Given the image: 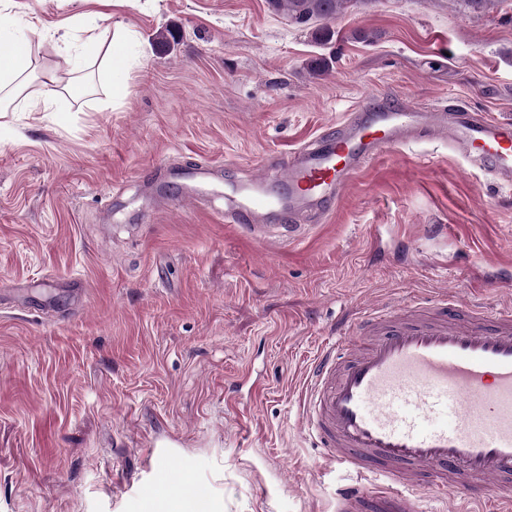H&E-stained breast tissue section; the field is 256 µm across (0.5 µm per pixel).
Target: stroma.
<instances>
[{"mask_svg":"<svg viewBox=\"0 0 512 512\" xmlns=\"http://www.w3.org/2000/svg\"><path fill=\"white\" fill-rule=\"evenodd\" d=\"M13 2L46 69L103 31L132 68L121 101L0 118V512H162L165 473L222 512H336L309 363L380 301L512 302V186L418 141L296 232L218 213L364 103L512 117V0H348L327 42L267 0ZM165 159L221 165L214 197L159 202Z\"/></svg>","mask_w":512,"mask_h":512,"instance_id":"stroma-1","label":"stroma"}]
</instances>
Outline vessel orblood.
<instances>
[{
  "instance_id": "b4317fda",
  "label": "vessel or blood",
  "mask_w": 512,
  "mask_h": 512,
  "mask_svg": "<svg viewBox=\"0 0 512 512\" xmlns=\"http://www.w3.org/2000/svg\"><path fill=\"white\" fill-rule=\"evenodd\" d=\"M446 139L471 166L512 183V120L401 105L350 113L336 131L279 165L287 200L256 176L228 224L311 210L326 218L343 187L379 153L421 134ZM160 182L194 194L211 169L160 165ZM356 347L323 348L302 392L304 428L328 459L363 481L336 512H418L415 493L468 492L487 480L476 512H512V303L489 308L454 295L412 296L360 312Z\"/></svg>"
}]
</instances>
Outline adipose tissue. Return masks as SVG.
<instances>
[{
    "label": "adipose tissue",
    "mask_w": 512,
    "mask_h": 512,
    "mask_svg": "<svg viewBox=\"0 0 512 512\" xmlns=\"http://www.w3.org/2000/svg\"><path fill=\"white\" fill-rule=\"evenodd\" d=\"M41 41L20 33L8 11L6 0H0V114L23 112L32 104L30 86L43 73L40 69ZM75 64L95 67L113 98H122L128 78V58L117 47V41H99L94 56L76 55Z\"/></svg>",
    "instance_id": "obj_1"
}]
</instances>
